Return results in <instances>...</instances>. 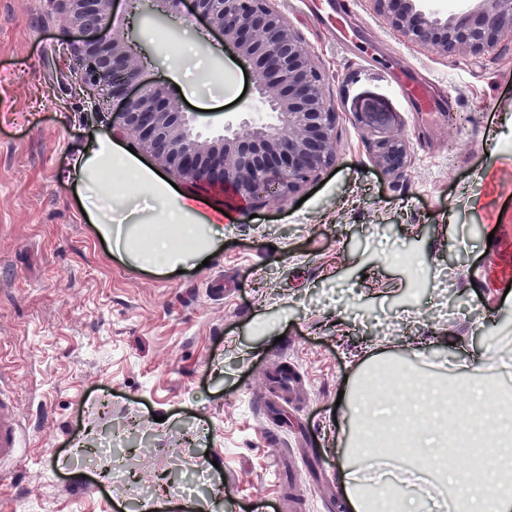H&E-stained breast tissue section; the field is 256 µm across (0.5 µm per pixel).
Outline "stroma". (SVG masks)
I'll return each instance as SVG.
<instances>
[{"label": "stroma", "mask_w": 512, "mask_h": 512, "mask_svg": "<svg viewBox=\"0 0 512 512\" xmlns=\"http://www.w3.org/2000/svg\"><path fill=\"white\" fill-rule=\"evenodd\" d=\"M311 51L336 105V154L313 193L250 205L165 172L224 211L208 265L125 264L66 180L91 136L111 134L74 87L54 0H0V370L14 379L25 448L0 472V512H272L289 470L304 512H349L341 471L355 437L338 396L373 365L489 384L512 372V36L444 57L404 42L371 0H270ZM143 81L177 89L210 133L246 113L255 64L188 13L157 43L115 0ZM196 45L209 85L180 71ZM407 146L403 174L377 164ZM386 327L389 334L378 338ZM300 381L272 394L277 363ZM382 457L362 475L405 489L415 512H452ZM222 493H215V486Z\"/></svg>", "instance_id": "1"}]
</instances>
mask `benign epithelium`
I'll return each mask as SVG.
<instances>
[{
  "mask_svg": "<svg viewBox=\"0 0 512 512\" xmlns=\"http://www.w3.org/2000/svg\"><path fill=\"white\" fill-rule=\"evenodd\" d=\"M81 85L97 105L124 95L112 131L126 136L157 162L192 182L247 201L283 198L308 183L335 157L338 113L324 93V78L306 43L269 0H194L196 13L241 56L254 60L256 95L247 118L224 124V134L203 138L194 116L161 85L139 81L130 45L112 18V0H55ZM375 11L404 41L439 54H478L512 35V0H473L475 6L445 18L419 0H372ZM185 0H148V23L183 8ZM405 144L394 139L377 163L403 172Z\"/></svg>",
  "mask_w": 512,
  "mask_h": 512,
  "instance_id": "obj_1",
  "label": "benign epithelium"
}]
</instances>
